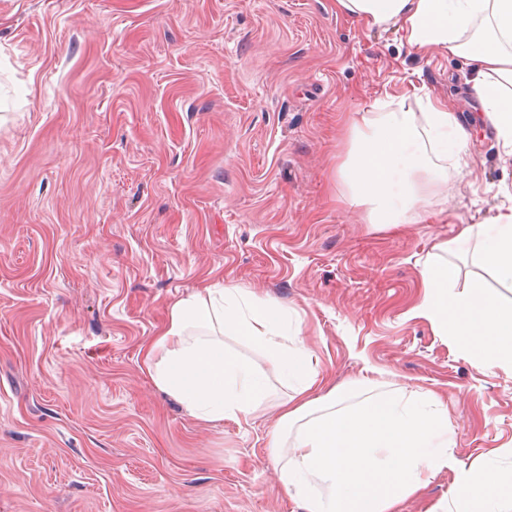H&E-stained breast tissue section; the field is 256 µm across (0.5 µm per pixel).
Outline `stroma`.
I'll return each instance as SVG.
<instances>
[{
  "label": "stroma",
  "instance_id": "35a3bbf8",
  "mask_svg": "<svg viewBox=\"0 0 512 512\" xmlns=\"http://www.w3.org/2000/svg\"><path fill=\"white\" fill-rule=\"evenodd\" d=\"M465 60L421 57L333 0H0V512H300L275 470L289 389L190 417L143 372L169 304L221 280L288 309L285 330L349 402L433 390L460 467L512 468V373L482 371L416 314L437 241L512 206V156ZM413 81L447 102L468 166L366 224L336 200L351 114ZM446 469L398 512H445Z\"/></svg>",
  "mask_w": 512,
  "mask_h": 512
}]
</instances>
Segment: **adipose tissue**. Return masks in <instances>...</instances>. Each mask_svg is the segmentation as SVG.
Instances as JSON below:
<instances>
[{
    "label": "adipose tissue",
    "mask_w": 512,
    "mask_h": 512,
    "mask_svg": "<svg viewBox=\"0 0 512 512\" xmlns=\"http://www.w3.org/2000/svg\"><path fill=\"white\" fill-rule=\"evenodd\" d=\"M336 12L367 29L396 28L424 56L438 50L468 60L469 82L482 112L512 156V0H335ZM409 89L374 101L348 125L346 151L336 164L343 202L362 209L369 224H408L425 181H447L462 170L469 134L447 104L428 106L418 127ZM472 246L478 264L512 284V207L491 224L465 227L439 243L443 252ZM417 308L479 369L512 371V305L481 280L454 289L455 269L425 262ZM287 309L229 285L212 284L173 302L160 330L143 346L144 372L196 419H239L267 396L250 363L224 347L225 331L264 352L293 385L281 421L295 428L281 480L303 512H397L425 480L454 466L448 452V410L437 393L390 391L337 409L335 389L311 391L321 378L302 348L282 330ZM460 512H495L512 504V470H460Z\"/></svg>",
    "instance_id": "1"
}]
</instances>
